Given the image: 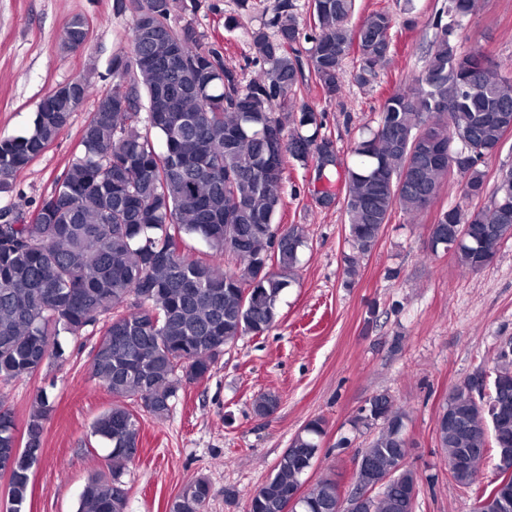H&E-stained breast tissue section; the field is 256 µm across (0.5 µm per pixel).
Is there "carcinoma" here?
<instances>
[{
    "mask_svg": "<svg viewBox=\"0 0 512 512\" xmlns=\"http://www.w3.org/2000/svg\"><path fill=\"white\" fill-rule=\"evenodd\" d=\"M480 0H448L436 13L421 71L390 94L377 128L360 138L351 165L341 164L333 140L321 134L323 115L296 95L307 69L326 98L346 89L344 63L356 60L352 80L370 85L393 49V17L374 11L356 24V0H308L309 25L297 20L293 0L249 33L252 63L246 80L227 66L221 48L204 42L175 13L194 14L199 0H120L132 13L129 51L112 62V111L99 98L81 131L80 150L44 194L33 220L0 224V382L32 377L51 362L68 361L61 338L97 337L90 379L112 395V406L91 425L111 448L112 474L88 480L79 512H127L121 468L138 453L139 422L125 405L140 403L157 419L168 416L178 391L204 378L217 355L239 337L262 335L278 318V299L295 275L306 244L303 227L275 223L282 206L285 159L323 169L322 191L344 182L346 273L379 241L399 209L427 210L442 185L457 177L463 196L482 208L450 205L428 229V250L451 253L469 271L489 265L512 238V166L499 169L487 189L484 167L512 131V74L478 50L462 47ZM88 23L72 17L63 45L74 49ZM191 66H167L173 48ZM90 94L80 81L71 96L53 92L38 105L33 129L0 137V192L54 143L70 122L73 101ZM202 242L211 260L193 258L188 241ZM138 288L151 297L137 301ZM480 388L456 386L436 419L435 440L457 485L480 481L493 444L495 478L477 488L473 512H512V338L492 358ZM279 396L255 397V418L267 420ZM22 438L0 395V448H15L8 472V512H26L31 474L43 454L48 395L33 399ZM406 411L387 392L368 399L353 419L356 430L377 429L361 450L365 467L354 487L368 494L360 512H415L420 478L408 463ZM325 435L309 421L291 440L247 512H286L303 487ZM469 463L453 467L457 460ZM392 481L377 489V478ZM212 487L198 477L169 512H204ZM338 483L319 480L302 493L294 512H343Z\"/></svg>",
    "mask_w": 512,
    "mask_h": 512,
    "instance_id": "obj_1",
    "label": "carcinoma"
}]
</instances>
